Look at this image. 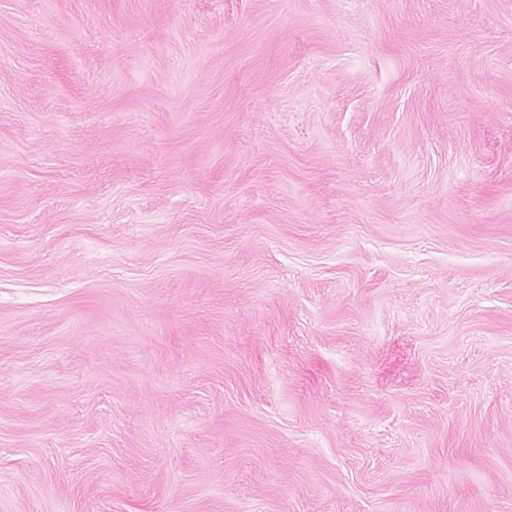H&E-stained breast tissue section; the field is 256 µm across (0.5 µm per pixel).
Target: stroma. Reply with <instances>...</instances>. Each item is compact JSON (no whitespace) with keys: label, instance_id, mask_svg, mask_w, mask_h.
Returning <instances> with one entry per match:
<instances>
[{"label":"stroma","instance_id":"stroma-1","mask_svg":"<svg viewBox=\"0 0 512 512\" xmlns=\"http://www.w3.org/2000/svg\"><path fill=\"white\" fill-rule=\"evenodd\" d=\"M0 512H512V0H0Z\"/></svg>","mask_w":512,"mask_h":512}]
</instances>
